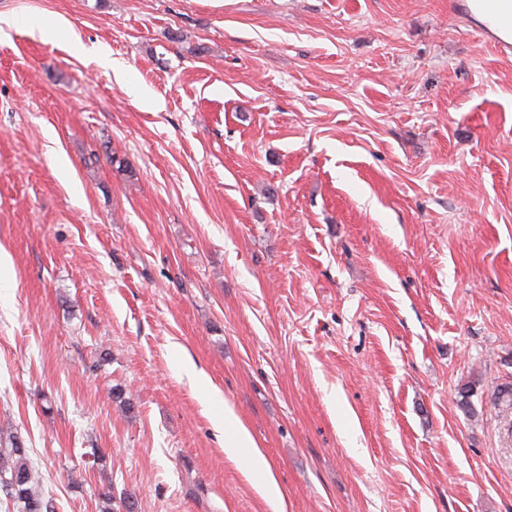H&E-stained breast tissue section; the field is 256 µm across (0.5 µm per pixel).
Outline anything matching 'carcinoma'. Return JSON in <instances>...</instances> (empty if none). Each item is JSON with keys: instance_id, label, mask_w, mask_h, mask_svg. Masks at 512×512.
I'll return each instance as SVG.
<instances>
[{"instance_id": "obj_1", "label": "carcinoma", "mask_w": 512, "mask_h": 512, "mask_svg": "<svg viewBox=\"0 0 512 512\" xmlns=\"http://www.w3.org/2000/svg\"><path fill=\"white\" fill-rule=\"evenodd\" d=\"M0 492L17 512H55L53 499L44 495L38 470L28 455L24 439L16 432L0 435ZM101 512H136L135 498L127 495L114 501L103 494Z\"/></svg>"}]
</instances>
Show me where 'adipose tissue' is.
Instances as JSON below:
<instances>
[{"label":"adipose tissue","instance_id":"ef3b65f1","mask_svg":"<svg viewBox=\"0 0 512 512\" xmlns=\"http://www.w3.org/2000/svg\"><path fill=\"white\" fill-rule=\"evenodd\" d=\"M214 424L223 429L226 456L244 465L247 473L261 474L258 490L273 512H285L284 497L271 471V467L248 429L241 424L232 410L216 412Z\"/></svg>","mask_w":512,"mask_h":512}]
</instances>
